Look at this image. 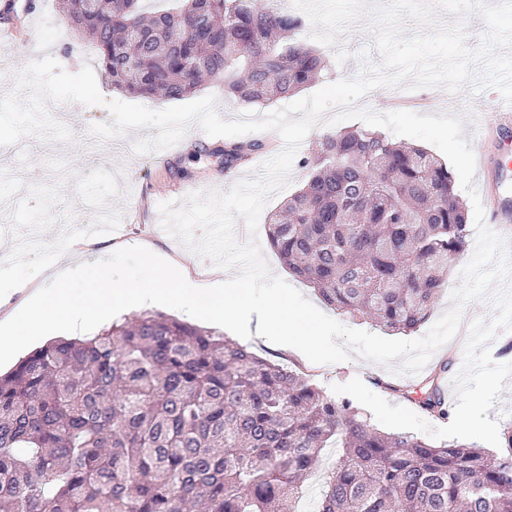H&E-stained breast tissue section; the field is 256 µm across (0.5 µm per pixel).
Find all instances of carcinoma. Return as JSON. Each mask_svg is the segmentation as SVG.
I'll use <instances>...</instances> for the list:
<instances>
[{
	"instance_id": "cac0c4a2",
	"label": "carcinoma",
	"mask_w": 512,
	"mask_h": 512,
	"mask_svg": "<svg viewBox=\"0 0 512 512\" xmlns=\"http://www.w3.org/2000/svg\"><path fill=\"white\" fill-rule=\"evenodd\" d=\"M114 88L175 100L221 80L243 104L284 98L327 67L274 0H63ZM257 142L224 144V171ZM309 179L268 217L282 264L323 301L389 332L428 320L464 252L448 165L365 127L325 134ZM393 391L449 417L438 386ZM340 449L316 512H512V426L500 452L371 426L310 375L219 331L144 313L59 339L0 375V512H299L323 449Z\"/></svg>"
}]
</instances>
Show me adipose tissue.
I'll return each mask as SVG.
<instances>
[{
  "label": "adipose tissue",
  "instance_id": "obj_1",
  "mask_svg": "<svg viewBox=\"0 0 512 512\" xmlns=\"http://www.w3.org/2000/svg\"><path fill=\"white\" fill-rule=\"evenodd\" d=\"M130 247L138 255L136 267L118 274L111 258H99L94 266L97 286L82 297L73 295L67 283L80 267L79 256L90 252V242L58 255L52 263L25 269L11 287L0 290V353L14 352L60 328L76 330L92 321H106L117 310L164 301L237 330L245 341L258 335L291 348L303 336L317 339L324 334L322 325L309 322L312 308H289L269 293L267 283L246 284L219 275L196 280L182 262L161 264L143 243L134 241ZM161 273L169 287H156Z\"/></svg>",
  "mask_w": 512,
  "mask_h": 512
}]
</instances>
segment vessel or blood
I'll return each instance as SVG.
<instances>
[{
  "label": "vessel or blood",
  "instance_id": "b4317fda",
  "mask_svg": "<svg viewBox=\"0 0 512 512\" xmlns=\"http://www.w3.org/2000/svg\"><path fill=\"white\" fill-rule=\"evenodd\" d=\"M473 109L484 117L481 132H495L503 141L512 139V104L506 103L501 95L480 98ZM477 164L487 188L486 222L512 245V160L498 158L491 162L481 152Z\"/></svg>",
  "mask_w": 512,
  "mask_h": 512
}]
</instances>
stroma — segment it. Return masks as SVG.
Instances as JSON below:
<instances>
[{
    "mask_svg": "<svg viewBox=\"0 0 512 512\" xmlns=\"http://www.w3.org/2000/svg\"><path fill=\"white\" fill-rule=\"evenodd\" d=\"M34 3L33 10L19 7L8 20H0V86L13 87L17 73L48 54L71 73L87 65L97 69L98 53L88 37L71 25L63 11V0H34ZM312 31L311 24H304L297 32L298 40L324 55L330 66L315 83L302 89V96H309L337 80L356 77L364 64L381 60L369 19L355 23L348 35L331 46L314 40ZM361 51L366 52V59H358ZM95 77L105 99L129 101V94L114 89L103 72L97 69ZM209 95L215 96L216 109L227 120L246 112L261 118L287 105L283 99L251 107L240 104L225 95L224 85L218 81L204 83L195 93L199 99ZM426 95L430 100L427 113L459 116L464 133H471L477 121L471 105L478 98V91L467 86L451 94L434 88L427 90ZM60 111L70 118L69 141L50 142L27 136L14 144L0 146L1 286L11 283L20 264L46 263L60 253L67 228L73 221L96 223L106 212L120 222L122 232L97 237L92 254L83 257L82 271L70 285L75 295L86 294L89 288L95 287L91 273L95 255L110 256L117 272L135 266V253L122 248L123 243L133 240L144 242L165 256L180 257L189 267L213 270L209 258L195 248L185 247L179 236L161 229L160 203L175 200L187 190L195 193L228 190L235 183L253 177L263 162L279 153L282 141L274 131L247 134V141L261 143L262 149L251 161L228 172L219 154L224 138L208 136L199 127H191L172 149L138 154L133 150L135 142L153 137L154 129L129 131L120 136L115 147L101 139L92 143L86 139L85 132L92 125L111 123L107 108L66 103ZM256 238L270 269L288 280L320 311L345 327L380 334V327L369 318L354 317L325 304L313 287L290 276L269 247L265 229H258ZM249 347L271 361L302 365L324 391L358 377L371 391L398 406L404 405L405 400L395 393V386L412 388L423 379L419 373H394L390 367L357 354L341 363L315 364L259 338L251 339Z\"/></svg>",
    "mask_w": 512,
    "mask_h": 512,
    "instance_id": "obj_1",
    "label": "stroma"
}]
</instances>
